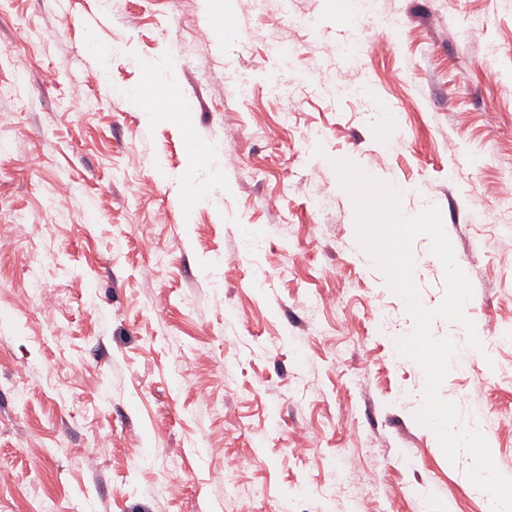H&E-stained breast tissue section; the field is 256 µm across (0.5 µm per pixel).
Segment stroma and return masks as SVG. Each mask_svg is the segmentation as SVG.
Returning <instances> with one entry per match:
<instances>
[{"mask_svg":"<svg viewBox=\"0 0 512 512\" xmlns=\"http://www.w3.org/2000/svg\"><path fill=\"white\" fill-rule=\"evenodd\" d=\"M268 3L0 0V225L15 234L0 254V464L18 477L0 512H484L471 454L449 462L414 418L425 376L395 356L414 323L357 243L331 162L409 186L408 215L436 206L473 287L467 316L484 335L512 325L497 199L512 0H382L354 29L336 0ZM354 34L373 91L346 99L332 49ZM277 37L297 48L290 69L268 53ZM191 136L233 162L192 164ZM191 182L208 195L186 209ZM412 251L437 307L443 267L427 237ZM35 285L56 306L17 309ZM441 394L467 426L502 417L491 453L512 474V350L450 370ZM100 438L107 455L86 459Z\"/></svg>","mask_w":512,"mask_h":512,"instance_id":"1","label":"stroma"}]
</instances>
